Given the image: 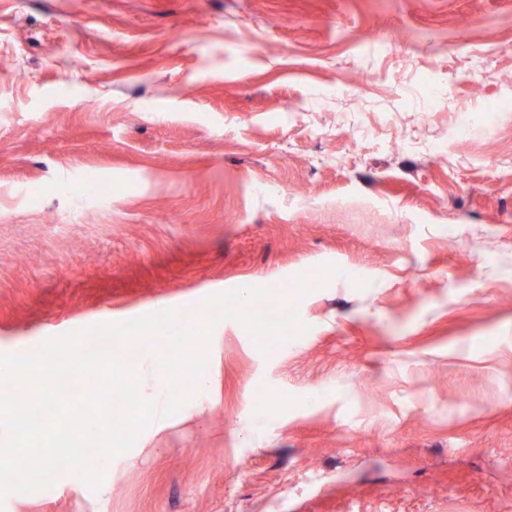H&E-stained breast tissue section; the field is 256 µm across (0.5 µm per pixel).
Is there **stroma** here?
<instances>
[{
    "label": "stroma",
    "mask_w": 512,
    "mask_h": 512,
    "mask_svg": "<svg viewBox=\"0 0 512 512\" xmlns=\"http://www.w3.org/2000/svg\"><path fill=\"white\" fill-rule=\"evenodd\" d=\"M1 60L0 353L243 285L309 330L217 323L0 512H512V0H0Z\"/></svg>",
    "instance_id": "stroma-1"
}]
</instances>
